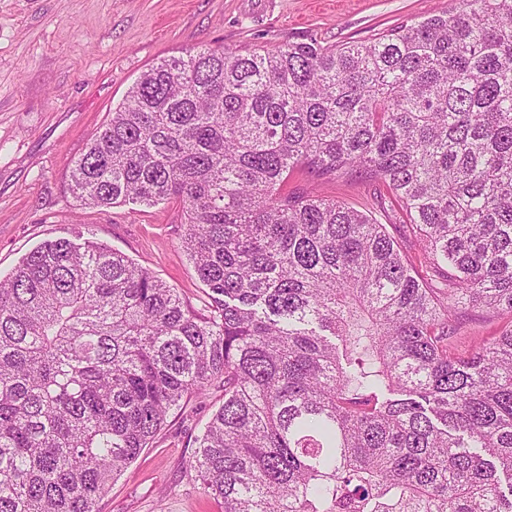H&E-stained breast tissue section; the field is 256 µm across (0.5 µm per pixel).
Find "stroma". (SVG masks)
Wrapping results in <instances>:
<instances>
[{
    "instance_id": "obj_1",
    "label": "stroma",
    "mask_w": 512,
    "mask_h": 512,
    "mask_svg": "<svg viewBox=\"0 0 512 512\" xmlns=\"http://www.w3.org/2000/svg\"><path fill=\"white\" fill-rule=\"evenodd\" d=\"M450 0H0V275L57 238H93L150 269L194 307L205 286L182 247L177 203L83 208L69 172L139 76L189 47L244 53L317 38L365 40ZM317 193L377 211L379 189L336 179ZM215 391L175 411L112 483L98 512H224L185 462L222 404Z\"/></svg>"
}]
</instances>
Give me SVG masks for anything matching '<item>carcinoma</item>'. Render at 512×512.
<instances>
[{
    "label": "carcinoma",
    "instance_id": "carcinoma-1",
    "mask_svg": "<svg viewBox=\"0 0 512 512\" xmlns=\"http://www.w3.org/2000/svg\"><path fill=\"white\" fill-rule=\"evenodd\" d=\"M451 2L138 78L70 191L179 202L209 302L90 239L0 279V512H96L213 387L188 466L224 512H512V0ZM298 171L381 184L423 271ZM485 313L497 335L449 342Z\"/></svg>",
    "mask_w": 512,
    "mask_h": 512
}]
</instances>
